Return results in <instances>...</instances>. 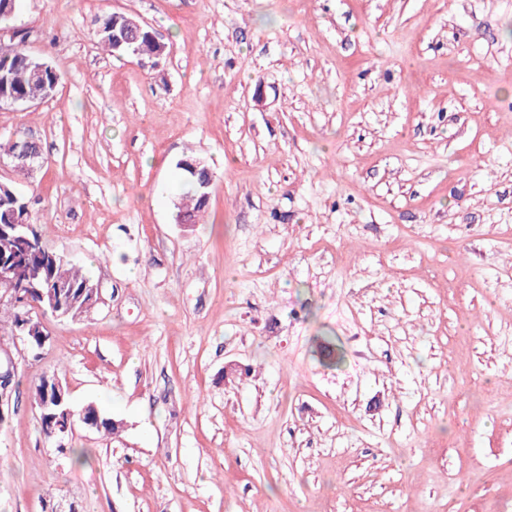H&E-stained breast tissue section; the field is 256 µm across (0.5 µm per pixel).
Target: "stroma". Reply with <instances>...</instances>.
I'll use <instances>...</instances> for the list:
<instances>
[{"label": "stroma", "instance_id": "35a3bbf8", "mask_svg": "<svg viewBox=\"0 0 512 512\" xmlns=\"http://www.w3.org/2000/svg\"><path fill=\"white\" fill-rule=\"evenodd\" d=\"M120 12L166 46L102 49ZM20 187L92 278L0 408V512H512V0H20ZM187 156L214 173L174 221ZM82 422L57 453L33 400ZM13 139H9L6 142H0V154L8 156L9 154L14 153L15 150H18L19 152L9 157L10 163L13 165L16 163L25 164L30 168V170H32L34 165L39 163L38 160L41 155L38 143L34 140L27 139V144L35 147L36 150L32 151L30 149H26L20 151L24 147L25 137L17 136ZM57 380L58 378L55 373L43 375L34 388V400L35 405L40 412L44 434L48 440L55 445L59 453H76V448L71 446L70 435L74 418L77 415L79 417L82 415L86 418H93L96 420L97 425L95 429L100 433L116 435L119 432L121 423L101 412L92 403L87 404L83 407L81 412L77 413L69 401L67 392L65 391L64 394V390L59 383H56L55 385L56 401L62 403L64 396V402L61 405L53 402L54 394L52 392V382ZM65 409H69L71 411V416H68L67 413H65ZM43 413L53 415L54 420L52 424L48 422L47 425L46 419L43 417Z\"/></svg>", "mask_w": 512, "mask_h": 512}]
</instances>
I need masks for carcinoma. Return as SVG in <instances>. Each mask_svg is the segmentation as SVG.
<instances>
[{"label":"carcinoma","instance_id":"obj_1","mask_svg":"<svg viewBox=\"0 0 512 512\" xmlns=\"http://www.w3.org/2000/svg\"><path fill=\"white\" fill-rule=\"evenodd\" d=\"M115 23L114 14L98 16L96 34L100 44L112 51V25ZM24 38L15 40H0V105L11 99L25 98L35 95L40 84L52 85L58 82V74L53 65L46 59H40L42 66L41 77H34L29 68L30 55L24 49ZM189 190L180 209L198 219L206 212L198 198L192 177L187 171H182ZM14 189L7 185L0 188V225L7 223L6 214L17 207L12 198ZM18 218L24 226L0 228V259H8L15 267L14 276L23 285L62 284L68 293L58 299L59 313L67 319L82 316L93 305L88 295L82 294L83 288L91 282L90 277L82 268L74 265L59 252L47 247L40 234L35 229L32 215L18 211ZM5 323L10 329L26 324L20 332L30 348L38 350L44 347L48 337L44 336L41 321L27 312L21 311L13 302H0V323ZM57 380L55 374L42 376L34 388L35 405L40 413L54 417L52 423L42 422L43 431L61 454H74L76 449L71 446V431L74 417L82 415L97 421L96 430L104 434L115 435L119 432L120 423L101 412L95 405L88 404L81 412L72 410L69 398H64L63 404L54 402L52 382Z\"/></svg>","mask_w":512,"mask_h":512}]
</instances>
